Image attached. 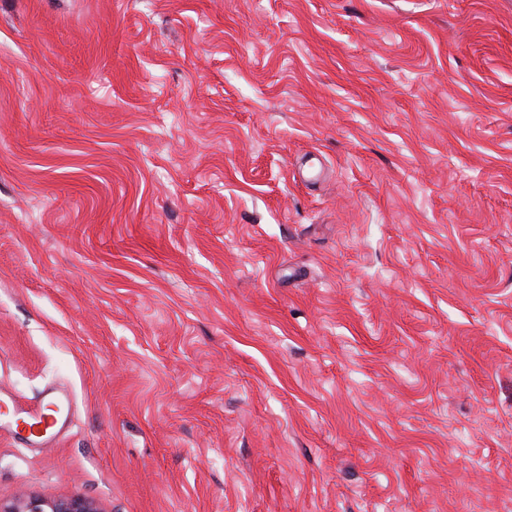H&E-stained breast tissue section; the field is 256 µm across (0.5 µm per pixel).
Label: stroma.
<instances>
[{
	"label": "stroma",
	"instance_id": "stroma-1",
	"mask_svg": "<svg viewBox=\"0 0 512 512\" xmlns=\"http://www.w3.org/2000/svg\"><path fill=\"white\" fill-rule=\"evenodd\" d=\"M0 500L512 512V0H0ZM1 410H2V412H1L0 416L3 415L4 423L10 424L11 417H16V420H23V421L33 420L34 422L29 425V427L32 429L33 432L35 430L38 433H41V432L44 433L50 427V425L45 423V421L42 419V414L44 411L39 412L38 409L26 411V410L18 408L14 404V402L9 403L4 400H1ZM22 414H24V415H22ZM61 424H62V422H61ZM60 425L56 431L51 432L48 430L44 434L32 435L33 438L30 439V441L34 442V443H41V442H45V441L49 440L53 435L58 433Z\"/></svg>",
	"mask_w": 512,
	"mask_h": 512
}]
</instances>
